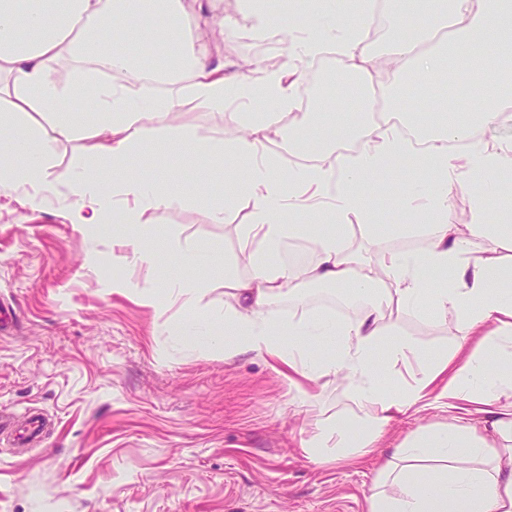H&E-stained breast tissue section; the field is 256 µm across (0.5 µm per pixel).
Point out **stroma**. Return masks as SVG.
<instances>
[{
    "mask_svg": "<svg viewBox=\"0 0 512 512\" xmlns=\"http://www.w3.org/2000/svg\"><path fill=\"white\" fill-rule=\"evenodd\" d=\"M244 37L239 30L215 42L225 74L254 77L263 54ZM178 123L201 138L232 129L229 112L198 101L182 106ZM84 147L80 138L53 144L49 173L59 194L38 209L0 188V302L14 309L13 327L0 331V512H367L381 459L428 417L399 418L356 465L309 464L300 448L309 431L338 418L358 429L345 382L330 379L315 404L304 405L269 358L181 345L161 329L167 317L203 328L223 316L225 277L246 273L234 227L248 223L249 207L239 203L222 224L208 217L229 165L187 158L179 146L163 158L143 146L130 158L136 173L167 162L175 179L166 189L179 198L130 235L163 251L194 250L190 274L209 283L196 310L172 305L159 315L113 293L112 283L131 277L159 289L165 266L141 270L110 231L91 236L69 220L64 177L88 163ZM408 218L395 207L374 230L353 217L344 237L366 258L424 249V231H402ZM301 294L273 305V314L349 320L315 303L311 286ZM455 320L428 310L400 320L396 335L418 348L413 371L462 343ZM34 413L44 418L40 438L15 442Z\"/></svg>",
    "mask_w": 512,
    "mask_h": 512,
    "instance_id": "1",
    "label": "stroma"
}]
</instances>
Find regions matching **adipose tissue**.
<instances>
[{
  "label": "adipose tissue",
  "instance_id": "obj_1",
  "mask_svg": "<svg viewBox=\"0 0 512 512\" xmlns=\"http://www.w3.org/2000/svg\"><path fill=\"white\" fill-rule=\"evenodd\" d=\"M403 2L404 14L388 16L395 36L381 66L367 62L351 0H315L307 25L285 28L284 61L244 79L225 75L223 63L213 62L205 32L185 36L182 0H0V103L7 105L0 110V186L33 205L55 196L56 184L48 178L51 145L82 133L84 111L98 116L86 132L94 164L72 169L67 182L73 197L69 219L87 231L109 228L116 213L125 223L149 224L158 210L172 205L163 189L170 179L167 167L127 173L141 144L176 141L189 154L233 160L237 174L225 181L224 203L210 210L209 218L220 223L240 200L251 204L249 223L235 227L250 272L225 279L230 299L213 342L223 343L228 353L278 359L293 372L289 386L305 402L316 398L325 378L344 376L362 412L358 436L339 422L302 439L307 461H358L374 452L398 416L434 409L440 420L408 435L380 464L368 512H512V408L497 404L504 390H512V261L499 253L512 244V221L489 218L479 197L467 218L454 215L450 206L464 177L512 169L511 141L474 138L512 103V66L503 62L512 49V0ZM445 23L453 29L452 39L435 51H420L422 40ZM135 36L160 45V58L117 49V41ZM92 45L102 48L98 65L111 71L106 82L55 76V64ZM330 49L392 106L405 79L423 95L441 80L456 78L463 62L477 78L465 101L445 109L423 131L418 163L432 173V181L409 183L400 194L405 208L431 220L423 251H382L367 260L347 248L340 232L352 215L376 223L367 205L368 195L383 189L376 177L409 155L394 127L366 128L356 154L334 156L326 166L286 170L281 158L264 149L273 136L308 145L310 115L295 109L293 80L304 63ZM143 68L167 70L162 93L133 92L126 75ZM188 99L218 111L235 106L231 121L237 133L203 140L180 131L175 117ZM285 111L292 119L284 128L275 117ZM465 140L469 148L449 150V142ZM107 174L108 192L102 188ZM321 214L331 216L333 225L311 232L309 216ZM309 233L317 244L315 259L283 262L282 243ZM164 259L169 266L164 293L128 281L113 283L114 292L158 312L174 303L196 309L207 285L183 277L192 253ZM305 284L347 288L369 300L352 322L275 317L272 305L296 298ZM427 305L439 317L455 312L464 335L476 337V347L464 355L439 353L421 373L382 383L383 363L406 366L416 353L414 342L393 334V326ZM329 332L341 336L340 350L318 353L314 341Z\"/></svg>",
  "mask_w": 512,
  "mask_h": 512
}]
</instances>
